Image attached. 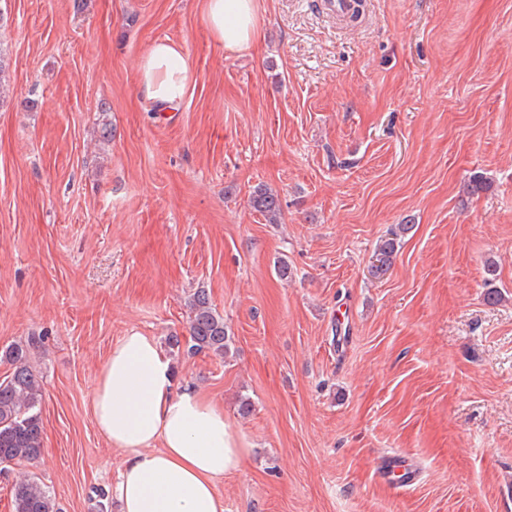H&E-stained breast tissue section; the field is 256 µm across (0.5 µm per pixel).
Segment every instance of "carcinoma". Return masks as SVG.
Wrapping results in <instances>:
<instances>
[{"label": "carcinoma", "mask_w": 512, "mask_h": 512, "mask_svg": "<svg viewBox=\"0 0 512 512\" xmlns=\"http://www.w3.org/2000/svg\"><path fill=\"white\" fill-rule=\"evenodd\" d=\"M251 207L269 224L281 219L277 196L264 185L254 187L250 195ZM409 225L400 224L392 236L379 242L374 256L376 264L372 275L385 273L392 265L400 238ZM190 354L208 353L221 358L227 356L232 336L224 315L213 307L206 289L198 288L189 300ZM37 345L32 340L25 345L12 344L0 356L12 367L11 373L0 381V465L20 461H35L42 454L43 423L41 418L42 391L31 367V350ZM13 512H59L54 497L42 484L29 479L15 482L12 487Z\"/></svg>", "instance_id": "obj_1"}]
</instances>
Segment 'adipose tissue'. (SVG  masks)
Segmentation results:
<instances>
[{"mask_svg":"<svg viewBox=\"0 0 512 512\" xmlns=\"http://www.w3.org/2000/svg\"><path fill=\"white\" fill-rule=\"evenodd\" d=\"M259 0H207L206 22L226 51L260 37ZM196 74L182 47L155 41L141 58L138 87L157 111L175 112ZM99 431L125 452L119 512H224L215 483L241 466L245 450L223 408L192 385L176 387L171 358L132 331L110 348L91 396Z\"/></svg>","mask_w":512,"mask_h":512,"instance_id":"1","label":"adipose tissue"}]
</instances>
